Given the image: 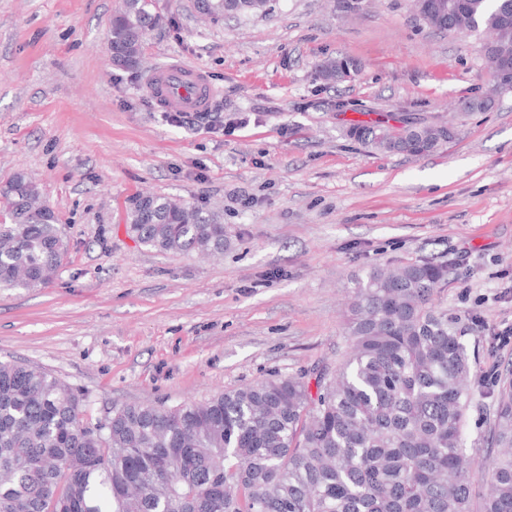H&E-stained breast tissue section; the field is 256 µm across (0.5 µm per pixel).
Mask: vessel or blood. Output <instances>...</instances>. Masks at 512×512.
Instances as JSON below:
<instances>
[{"instance_id": "vessel-or-blood-1", "label": "vessel or blood", "mask_w": 512, "mask_h": 512, "mask_svg": "<svg viewBox=\"0 0 512 512\" xmlns=\"http://www.w3.org/2000/svg\"><path fill=\"white\" fill-rule=\"evenodd\" d=\"M149 89L165 111L201 112L207 109L213 87L206 72L182 64H168L150 75Z\"/></svg>"}]
</instances>
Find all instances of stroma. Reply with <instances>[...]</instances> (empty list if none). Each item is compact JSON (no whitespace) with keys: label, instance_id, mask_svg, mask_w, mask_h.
I'll use <instances>...</instances> for the list:
<instances>
[{"label":"stroma","instance_id":"obj_1","mask_svg":"<svg viewBox=\"0 0 512 512\" xmlns=\"http://www.w3.org/2000/svg\"><path fill=\"white\" fill-rule=\"evenodd\" d=\"M121 0H0V184L22 172L55 207L66 250L43 288L0 290V360L40 365L113 408L204 400L270 375L335 366L350 291L374 265L447 266L438 297L473 378L512 381V92L484 94L478 43L420 19L411 0H280L213 24L193 0H157L138 71L113 68ZM338 56L354 77L329 84ZM207 71L223 105L173 120L152 69ZM454 121L438 153L375 154L357 122ZM219 210L223 254L161 253L129 237L138 193ZM475 396L465 447L490 454ZM336 66L340 72L341 82L347 81L351 78L352 74L356 70L355 64L352 60L347 57L336 58V60H330L319 66L318 72L325 81L336 82Z\"/></svg>","mask_w":512,"mask_h":512}]
</instances>
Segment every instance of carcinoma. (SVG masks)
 Segmentation results:
<instances>
[{
    "label": "carcinoma",
    "mask_w": 512,
    "mask_h": 512,
    "mask_svg": "<svg viewBox=\"0 0 512 512\" xmlns=\"http://www.w3.org/2000/svg\"><path fill=\"white\" fill-rule=\"evenodd\" d=\"M427 24L512 42V0H446ZM218 23L266 16L273 0H194ZM156 0H123L109 42L139 67ZM347 57L319 66L351 78ZM346 135L373 153L422 156L448 144V125L353 124ZM38 186L23 173L0 185V289L40 288L64 242ZM126 230L165 253H222L219 211L138 194ZM448 267L375 266L353 289L347 353L329 368L274 374L205 402L127 404L84 420V395L22 361H0V512H512V382L492 399L495 451L463 454L472 366L461 335L434 300ZM316 391H311L310 380ZM483 478L481 491L473 475Z\"/></svg>",
    "instance_id": "cac0c4a2"
}]
</instances>
